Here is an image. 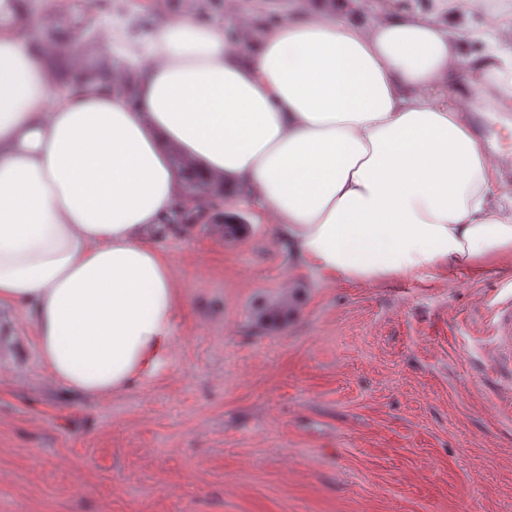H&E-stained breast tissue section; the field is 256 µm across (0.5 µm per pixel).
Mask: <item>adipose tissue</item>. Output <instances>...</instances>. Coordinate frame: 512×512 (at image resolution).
Returning a JSON list of instances; mask_svg holds the SVG:
<instances>
[{"mask_svg":"<svg viewBox=\"0 0 512 512\" xmlns=\"http://www.w3.org/2000/svg\"><path fill=\"white\" fill-rule=\"evenodd\" d=\"M0 0V305L22 310L53 381L120 392L155 367L183 302L153 233L178 194L174 155L223 179L328 281L512 263L499 174L512 47L462 52L438 17L357 25L312 10L251 53L192 12L127 51L133 91L53 90L45 35ZM467 70L477 103L449 76Z\"/></svg>","mask_w":512,"mask_h":512,"instance_id":"adipose-tissue-1","label":"adipose tissue"}]
</instances>
